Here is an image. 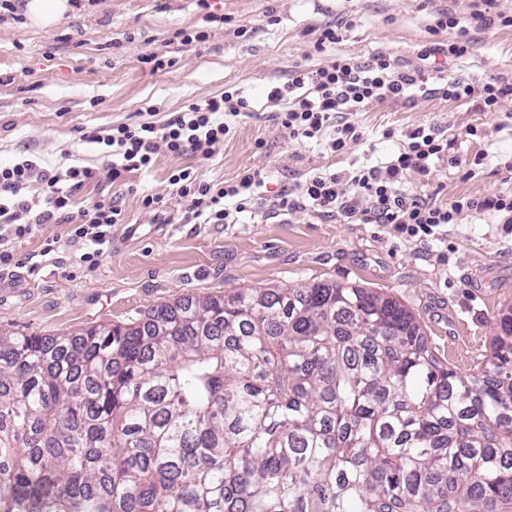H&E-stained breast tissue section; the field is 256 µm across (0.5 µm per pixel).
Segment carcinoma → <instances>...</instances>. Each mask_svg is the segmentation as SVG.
Wrapping results in <instances>:
<instances>
[{
    "mask_svg": "<svg viewBox=\"0 0 512 512\" xmlns=\"http://www.w3.org/2000/svg\"><path fill=\"white\" fill-rule=\"evenodd\" d=\"M0 512H512V310L468 376L335 281L0 326Z\"/></svg>",
    "mask_w": 512,
    "mask_h": 512,
    "instance_id": "cac0c4a2",
    "label": "carcinoma"
}]
</instances>
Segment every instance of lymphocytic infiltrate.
<instances>
[{"mask_svg": "<svg viewBox=\"0 0 512 512\" xmlns=\"http://www.w3.org/2000/svg\"><path fill=\"white\" fill-rule=\"evenodd\" d=\"M481 9L466 19L439 10L432 38L421 46L413 64L400 62L390 53L378 52L368 59L352 55L331 57L325 64L292 70L286 82L268 87L263 106L276 112L289 138L315 142L340 153L358 139L354 114L371 106L395 103L426 91L438 79L436 94L470 104L477 112H498L512 99V81L464 75L439 79L431 58L460 59L472 54L477 32L512 27V15L490 13L495 0H481ZM456 30L452 40L441 41L444 29ZM254 103L237 89L190 103L177 115L157 119L156 108H148L147 121L121 123L84 135L86 142L105 146L112 161L110 180H128L150 168L158 149L173 155L193 154L211 159L223 146L232 122L253 111ZM454 141L440 138L434 128L417 127L404 133L397 154L374 164L336 172L314 169L274 198L261 192L259 173L247 172L230 182L211 183L199 178L193 167L171 173L169 182L186 224H237L244 214L276 215L302 211L317 217L335 218L347 224H385L398 235L422 242L441 239L448 225L465 210L490 213L500 223L512 224V190L474 199L459 197L438 202L410 193L407 174H430L451 150ZM95 176L93 169L73 166L54 172L29 159L0 166V264L11 258L9 246L30 235L41 224H64L71 241L84 245L83 261L95 262L112 244V228L124 223L121 207L102 200L92 208L77 211L73 196ZM40 185V196L27 193Z\"/></svg>", "mask_w": 512, "mask_h": 512, "instance_id": "lymphocytic-infiltrate-1", "label": "lymphocytic infiltrate"}]
</instances>
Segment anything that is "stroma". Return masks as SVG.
<instances>
[{
	"mask_svg": "<svg viewBox=\"0 0 512 512\" xmlns=\"http://www.w3.org/2000/svg\"><path fill=\"white\" fill-rule=\"evenodd\" d=\"M479 0H73L62 20L32 26L24 0L0 9V166L28 157L65 170L85 166L95 180L74 197L75 209L109 197L128 221L112 228L109 251L90 264L63 224H43L16 243L0 265V325L23 332H73L103 321L125 323L159 304L232 288H285L336 280L372 288L415 313L441 362L460 374L480 369L502 314L512 309V233L494 215L462 212L448 234L420 243L382 224H344L284 212L249 224H185L172 198L170 174L194 167L219 183L260 173L265 195L305 179L312 169L345 170L396 151L387 129L431 126L456 139L455 163L429 175L408 174L407 188L447 202L512 189V101L501 113L421 94L354 115L359 139L330 153L289 138L273 113L259 109L233 121L223 147L208 160L158 150L151 169L109 181L110 159L83 135L134 123L147 107L161 118L196 99L234 87L261 100L266 87L295 67L344 53L385 51L415 62L437 9L469 17ZM343 39L314 47L317 28ZM244 36H236V28ZM180 29L205 31L198 48L177 52L174 67L149 72L141 58L163 52ZM444 76L512 79V27L484 34L474 53L448 59ZM479 127L464 137L467 126ZM158 198L143 209L144 195Z\"/></svg>",
	"mask_w": 512,
	"mask_h": 512,
	"instance_id": "1",
	"label": "stroma"
}]
</instances>
